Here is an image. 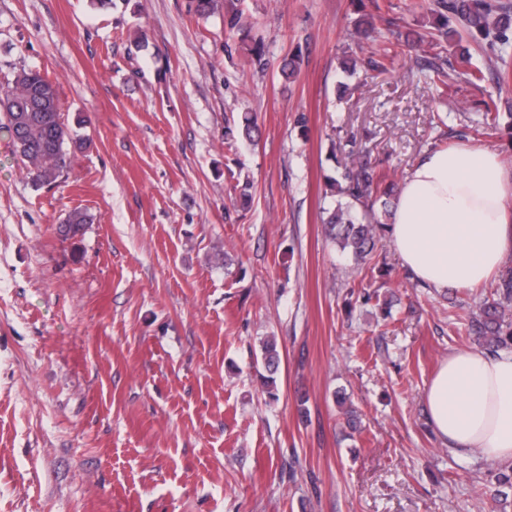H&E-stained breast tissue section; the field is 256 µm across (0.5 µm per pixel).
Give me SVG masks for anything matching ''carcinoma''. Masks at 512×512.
<instances>
[{
  "mask_svg": "<svg viewBox=\"0 0 512 512\" xmlns=\"http://www.w3.org/2000/svg\"><path fill=\"white\" fill-rule=\"evenodd\" d=\"M436 41H450L453 45L454 62L461 74L471 82L485 80L483 70L473 63V49L492 54L499 68L497 83L502 85L512 75V3L509 0H431L426 7ZM254 30V22L237 3L224 12V32L229 38H238L246 45L249 61L259 67L266 65L262 38ZM396 50L387 51L378 60L369 61L373 70L380 74L391 71ZM302 63V52L296 50L286 55L280 64L279 74L284 82H294ZM448 60L437 53L417 63L424 83L440 89L447 85ZM498 100L490 97L483 101V110L470 119L473 131L495 128L499 124ZM257 117L244 112L235 127H226L225 143L241 137L252 140ZM0 126L5 128L13 141L26 173L36 188L52 185L64 175L70 166V157L64 146L72 142L81 147L82 142L71 137L61 119V106L56 84L37 69H22L14 78L0 83ZM386 175L363 152L350 153V161L337 167L327 182L337 204L324 210L323 225L326 235L336 241L340 250L361 265L367 262L376 248V236L385 229L377 219L375 204L384 200L388 192L382 189ZM94 217L83 209L68 213L60 234L75 237L83 234ZM469 329L482 338L492 351L512 350V267L499 277L495 298L483 304L482 318H469ZM259 359L268 372L263 377L264 386L270 389L275 380L273 374L279 366V353L275 337L260 340ZM512 492V466L499 470L490 495L494 500L508 498Z\"/></svg>",
  "mask_w": 512,
  "mask_h": 512,
  "instance_id": "cac0c4a2",
  "label": "carcinoma"
}]
</instances>
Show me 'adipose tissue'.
<instances>
[{"mask_svg": "<svg viewBox=\"0 0 512 512\" xmlns=\"http://www.w3.org/2000/svg\"><path fill=\"white\" fill-rule=\"evenodd\" d=\"M389 237L423 285L463 290L493 279L512 259V167L466 143L423 152L399 185ZM425 406L454 454L512 459V353L450 354Z\"/></svg>", "mask_w": 512, "mask_h": 512, "instance_id": "ef3b65f1", "label": "adipose tissue"}]
</instances>
